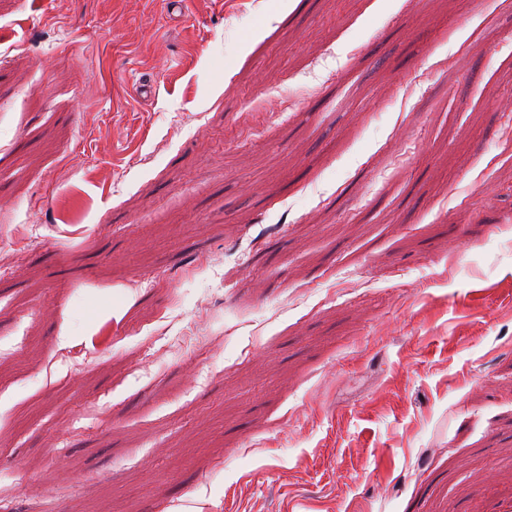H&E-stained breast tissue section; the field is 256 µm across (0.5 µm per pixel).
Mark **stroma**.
I'll use <instances>...</instances> for the list:
<instances>
[{"label":"stroma","mask_w":512,"mask_h":512,"mask_svg":"<svg viewBox=\"0 0 512 512\" xmlns=\"http://www.w3.org/2000/svg\"><path fill=\"white\" fill-rule=\"evenodd\" d=\"M512 0H0V512H512Z\"/></svg>","instance_id":"stroma-1"}]
</instances>
